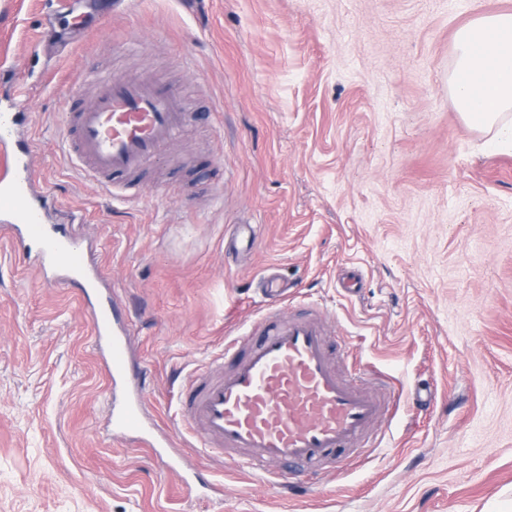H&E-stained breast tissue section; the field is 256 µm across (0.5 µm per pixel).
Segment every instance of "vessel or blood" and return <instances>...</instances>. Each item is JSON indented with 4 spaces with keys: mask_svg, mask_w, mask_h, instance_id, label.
<instances>
[{
    "mask_svg": "<svg viewBox=\"0 0 512 512\" xmlns=\"http://www.w3.org/2000/svg\"><path fill=\"white\" fill-rule=\"evenodd\" d=\"M93 91L73 90L67 105L69 136L59 148L86 178L114 200L141 199L137 176L164 162L194 116L178 89L151 73L118 74L93 66L82 74ZM21 101L0 111V234L33 259L39 273L78 282L95 294L98 275L83 260V244L44 214L48 191H34L30 164L37 150L25 133ZM123 176L114 184V176ZM267 303L259 317L224 345L221 362L197 371L180 393L176 425L160 427L148 415L147 396L130 367L129 326L113 303L90 307L94 346L107 354L112 427L137 435L149 448H170L189 433L201 455L242 451V464L262 482L286 488L292 476L314 479L363 461L376 447L372 430L385 419L392 392L373 370L342 378L334 362L342 345L320 307L286 312V289L264 280Z\"/></svg>",
    "mask_w": 512,
    "mask_h": 512,
    "instance_id": "vessel-or-blood-1",
    "label": "vessel or blood"
}]
</instances>
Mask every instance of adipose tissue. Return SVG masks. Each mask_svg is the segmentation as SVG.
<instances>
[{
  "instance_id": "1",
  "label": "adipose tissue",
  "mask_w": 512,
  "mask_h": 512,
  "mask_svg": "<svg viewBox=\"0 0 512 512\" xmlns=\"http://www.w3.org/2000/svg\"><path fill=\"white\" fill-rule=\"evenodd\" d=\"M448 93L468 126L512 148V13L481 16L458 30Z\"/></svg>"
}]
</instances>
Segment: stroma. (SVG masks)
Returning a JSON list of instances; mask_svg holds the SVG:
<instances>
[{"label": "stroma", "mask_w": 512, "mask_h": 512, "mask_svg": "<svg viewBox=\"0 0 512 512\" xmlns=\"http://www.w3.org/2000/svg\"><path fill=\"white\" fill-rule=\"evenodd\" d=\"M512 0H0V95L24 91L53 220L130 325L149 413L260 311L324 308L341 369L396 390L368 462L283 496L232 458L112 434V387L73 282L42 284L0 241V512H495L512 501V153L448 95L457 31ZM130 36L146 51L117 48ZM153 70L195 119L143 199L117 204L55 146L84 69ZM260 225L225 264L224 236ZM435 393L411 408L414 385ZM221 484L187 493L166 458Z\"/></svg>", "instance_id": "1"}]
</instances>
